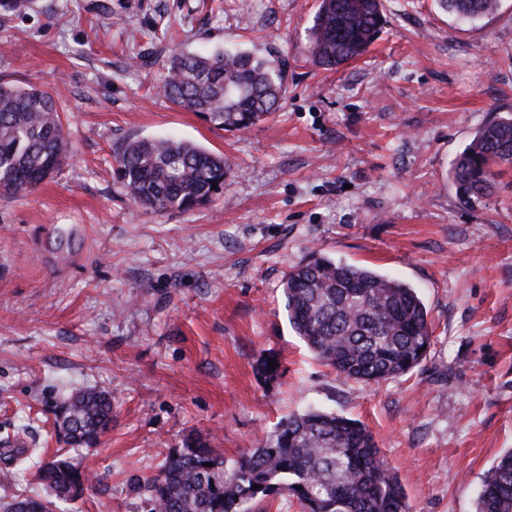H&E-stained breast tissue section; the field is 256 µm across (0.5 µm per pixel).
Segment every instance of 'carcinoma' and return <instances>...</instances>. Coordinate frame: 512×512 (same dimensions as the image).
Wrapping results in <instances>:
<instances>
[{
	"mask_svg": "<svg viewBox=\"0 0 512 512\" xmlns=\"http://www.w3.org/2000/svg\"><path fill=\"white\" fill-rule=\"evenodd\" d=\"M461 22L493 14L498 0H436ZM31 0H0V22ZM386 24L382 0H321L309 33L314 65L337 70L363 55ZM283 65L250 52L202 56L175 51L162 85L176 107L226 131L267 120L283 97ZM69 154L53 90L0 85V197L27 194L54 177ZM115 178L146 211L183 212L222 197L234 171L224 156L191 142L131 139L114 151ZM512 164V116L486 122L456 156L452 181L465 204L487 196L494 167ZM290 324L314 356L346 379L380 384L416 368L431 345L428 311L415 288L313 250L285 276ZM68 443L93 448L112 428V394L79 391L54 407ZM49 496L26 497L6 512H55L91 487L86 469L62 454L36 471ZM150 512H248L256 499H294L301 512H409L406 494L366 427L334 412L289 416L231 467L199 434L144 479ZM476 512H512V450L489 470Z\"/></svg>",
	"mask_w": 512,
	"mask_h": 512,
	"instance_id": "obj_1",
	"label": "carcinoma"
}]
</instances>
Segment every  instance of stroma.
I'll return each mask as SVG.
<instances>
[{
  "label": "stroma",
  "instance_id": "1",
  "mask_svg": "<svg viewBox=\"0 0 512 512\" xmlns=\"http://www.w3.org/2000/svg\"><path fill=\"white\" fill-rule=\"evenodd\" d=\"M383 4L380 37L336 71L309 59L319 0H33L0 23V84L58 92L71 147L54 179L0 199V472L15 473L0 506L46 494L10 440L92 471L55 512H150L142 480L187 435L230 465L322 408L367 426L411 512H476L512 449V166L473 205L451 168L512 114V0L470 24L434 0ZM178 48L275 52L278 112L231 133L175 107L160 85ZM134 137L200 145L235 177L205 207L136 208L112 172ZM313 248L417 289L432 328L417 368L366 385L313 356L283 294ZM267 354L278 379L257 373ZM92 387L112 394V428L74 448L54 406Z\"/></svg>",
  "mask_w": 512,
  "mask_h": 512
}]
</instances>
